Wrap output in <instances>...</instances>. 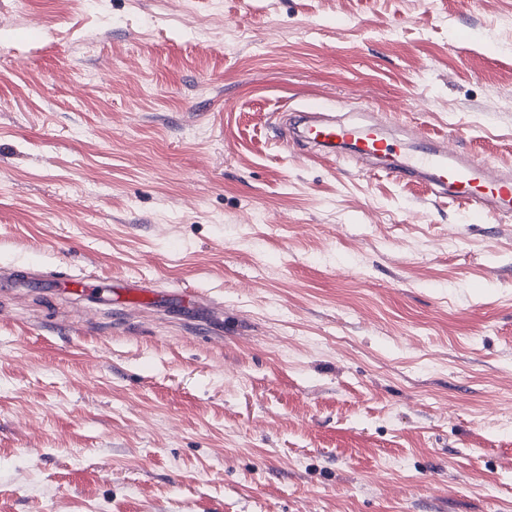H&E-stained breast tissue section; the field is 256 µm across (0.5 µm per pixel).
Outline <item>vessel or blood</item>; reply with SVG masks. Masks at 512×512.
<instances>
[{"mask_svg": "<svg viewBox=\"0 0 512 512\" xmlns=\"http://www.w3.org/2000/svg\"><path fill=\"white\" fill-rule=\"evenodd\" d=\"M299 136L308 143L344 147L365 157L393 158L390 176L399 181L420 178L439 194L452 190L455 200L469 206L472 220L489 212L512 215V176L490 174L487 162L466 153L448 154L439 139H430L418 153L407 154L399 141L375 125L308 122Z\"/></svg>", "mask_w": 512, "mask_h": 512, "instance_id": "b4317fda", "label": "vessel or blood"}]
</instances>
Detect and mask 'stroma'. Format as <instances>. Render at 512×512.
Wrapping results in <instances>:
<instances>
[{
    "label": "stroma",
    "instance_id": "35a3bbf8",
    "mask_svg": "<svg viewBox=\"0 0 512 512\" xmlns=\"http://www.w3.org/2000/svg\"><path fill=\"white\" fill-rule=\"evenodd\" d=\"M322 102L511 172L512 0H0V512H512V217ZM299 137L324 147H344L360 156L397 157L387 171L390 176L399 181L418 176L438 194L451 188L454 199L470 207L474 221L489 212L512 215L511 174L491 175L487 162L464 152L448 155L437 138H431L417 154H406L400 142L377 125L307 122Z\"/></svg>",
    "mask_w": 512,
    "mask_h": 512
}]
</instances>
